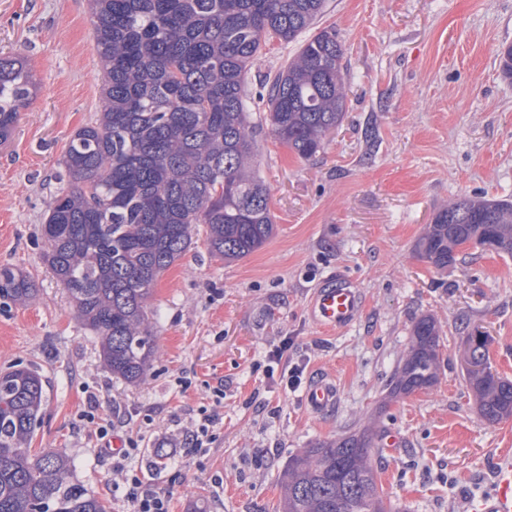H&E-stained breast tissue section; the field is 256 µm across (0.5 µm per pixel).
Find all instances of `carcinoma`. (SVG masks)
<instances>
[{
  "mask_svg": "<svg viewBox=\"0 0 512 512\" xmlns=\"http://www.w3.org/2000/svg\"><path fill=\"white\" fill-rule=\"evenodd\" d=\"M106 78L94 123L77 130L62 163L69 177L49 205L44 259L101 338L112 374L143 380L158 346L148 302L157 278L205 226L209 252L231 262L261 247L274 216L255 174L257 123L244 93L252 63L276 39L299 42L268 80L264 121L301 159L314 156L346 108L345 51L333 31L303 41L325 0H91ZM35 82L0 55V142L8 140ZM474 243L512 255V202L459 197L439 209L418 243L443 269ZM34 280L0 266V299L24 303ZM489 337L465 348L480 416L512 417V381L493 369ZM440 334L429 316L413 325L392 398L437 382ZM43 380L28 367L0 372V512H106L58 455H35ZM373 437L353 433L288 459L281 512H395L378 486Z\"/></svg>",
  "mask_w": 512,
  "mask_h": 512,
  "instance_id": "cac0c4a2",
  "label": "carcinoma"
}]
</instances>
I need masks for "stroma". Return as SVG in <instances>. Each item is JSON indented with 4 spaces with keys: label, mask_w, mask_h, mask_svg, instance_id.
I'll use <instances>...</instances> for the list:
<instances>
[{
    "label": "stroma",
    "mask_w": 512,
    "mask_h": 512,
    "mask_svg": "<svg viewBox=\"0 0 512 512\" xmlns=\"http://www.w3.org/2000/svg\"><path fill=\"white\" fill-rule=\"evenodd\" d=\"M317 27L335 31L345 50L340 127L301 159L260 125L257 174L272 237L233 262L197 241L158 277L157 357L129 384L106 368L99 337L43 260L48 206L68 183L62 156L101 105L89 0H0V54L20 59L36 81L0 144V266L30 274L38 288L33 300L0 305V371H39L42 422L30 448L65 456L72 480L108 512L131 506L114 486L111 455L80 418L98 390L120 423L113 439L139 444L127 468L168 492L171 512H277L290 456L363 430L378 438V484L399 512H472L512 461V418L480 416L462 345L482 328L493 368L512 380V256L467 245L440 270L417 251L448 201H512V80L500 68L512 0H327ZM296 49L271 41L249 72L250 97ZM338 275L359 289L363 309L350 328L327 331L310 303ZM424 316L440 329L438 381L387 401ZM286 340L304 380L335 377L332 414L314 415L301 391L284 390L269 353ZM218 386L215 443L184 453V432Z\"/></svg>",
    "instance_id": "35a3bbf8"
}]
</instances>
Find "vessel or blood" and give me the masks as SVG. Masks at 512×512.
<instances>
[{
  "label": "vessel or blood",
  "instance_id": "b4317fda",
  "mask_svg": "<svg viewBox=\"0 0 512 512\" xmlns=\"http://www.w3.org/2000/svg\"><path fill=\"white\" fill-rule=\"evenodd\" d=\"M363 308L358 289L344 277H336L318 287L312 301L315 321L324 328H346L359 317ZM339 399L334 379L319 376L304 391L305 405L317 415L331 412ZM480 512H512V467L503 471L493 496L480 507Z\"/></svg>",
  "mask_w": 512,
  "mask_h": 512
}]
</instances>
